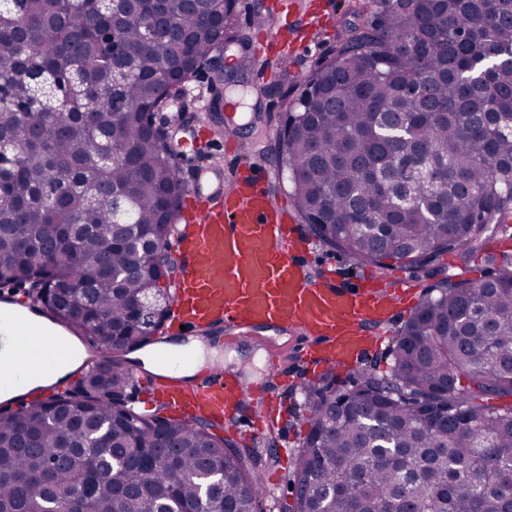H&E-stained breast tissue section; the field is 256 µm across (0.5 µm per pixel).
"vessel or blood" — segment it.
Here are the masks:
<instances>
[{
    "instance_id": "1",
    "label": "vessel or blood",
    "mask_w": 512,
    "mask_h": 512,
    "mask_svg": "<svg viewBox=\"0 0 512 512\" xmlns=\"http://www.w3.org/2000/svg\"><path fill=\"white\" fill-rule=\"evenodd\" d=\"M266 180L256 163L233 169L230 187L209 192L198 182L189 189L171 242L181 278L167 330L191 333L222 324L230 344L232 329L288 323L309 339L302 358L311 373L357 366L377 350L382 326L396 317L414 286L405 279L385 285L369 276L345 288L327 274L311 278L303 259L309 243ZM23 304L17 296L0 295V330L8 331L23 357L22 364L0 367V384L20 388L34 385L44 362L63 364L71 356L65 329L40 330L38 310L18 314ZM155 355L156 369L136 378L144 401L190 421L236 418L250 393L236 372L213 366L188 380L163 349ZM277 415V404L267 401L265 412L250 420L247 435L259 438Z\"/></svg>"
}]
</instances>
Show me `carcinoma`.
I'll return each mask as SVG.
<instances>
[{
  "instance_id": "cac0c4a2",
  "label": "carcinoma",
  "mask_w": 512,
  "mask_h": 512,
  "mask_svg": "<svg viewBox=\"0 0 512 512\" xmlns=\"http://www.w3.org/2000/svg\"><path fill=\"white\" fill-rule=\"evenodd\" d=\"M333 62L288 100L291 196L324 244L379 269L459 271L400 330L390 374L306 389L295 512H512V259L469 262L512 216V0H374ZM112 0H0V283L37 290L47 316L103 359L76 388L0 417V512H260L258 462L219 427L113 402L132 376L115 352L154 341L170 289L154 269L187 187L147 121L224 36V0H165L188 43L153 35ZM132 60L114 72L112 43ZM88 96L63 99L65 79ZM360 221L351 234L346 225Z\"/></svg>"
}]
</instances>
